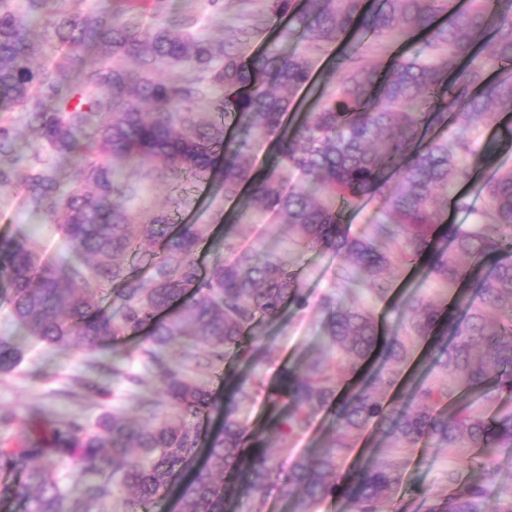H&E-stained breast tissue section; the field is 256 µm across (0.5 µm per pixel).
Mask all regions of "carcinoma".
I'll return each mask as SVG.
<instances>
[{"instance_id":"cac0c4a2","label":"carcinoma","mask_w":512,"mask_h":512,"mask_svg":"<svg viewBox=\"0 0 512 512\" xmlns=\"http://www.w3.org/2000/svg\"><path fill=\"white\" fill-rule=\"evenodd\" d=\"M270 22L288 19L280 40L246 62L226 44L182 27H141L135 0H105L84 9L82 0H0V110L25 113L29 134L74 169L78 187L62 190L56 166L19 167L22 148L14 125L0 117V188L21 183L22 204L59 225L68 254L57 259L28 236L0 240V290L12 318L28 335L60 352L93 350L120 337L146 335L145 365L157 371L164 399L138 398L149 415L137 424L123 413L104 414L92 426L76 419L53 424L43 437L0 450V470L17 474L0 484V499L26 512H89L130 491L126 512H150L176 493L175 512H224L246 497L262 512L263 493L279 487L296 505L336 495L350 512H382L400 474L392 461L338 473L337 458L352 437L374 423L390 448L423 440L459 448V469L480 450L484 475L459 482L436 496L427 512H512V499L490 505V465L512 453V409L491 415L460 403L466 392L512 393V169H499L482 185L476 209L458 187L472 178L500 141L480 142L481 130L512 113V75L490 76L512 66V0H264ZM265 20V21H267ZM265 21L253 31L264 33ZM52 28L54 56L29 63L39 27ZM306 47L341 44L338 71L324 73L322 99L298 124L288 123L295 94L311 85ZM420 39L425 49L393 56L387 73L363 62L369 49ZM95 57L84 61L80 50ZM192 71V80L160 79L157 73ZM270 145L268 163L253 175L255 145ZM162 161L186 183L224 188V198L245 199V210L272 214L289 225L300 245L340 255L342 285L385 292L384 275L425 263V273L448 288L451 305L417 300L399 311L402 331L381 335L375 314L354 302H323L325 341L336 349L342 373L360 374L375 354L378 372L335 400L338 381L321 359L289 374L282 396L288 412L269 429L281 436L306 430L332 408L336 436L331 448L283 468L261 438L244 452L246 429L236 401L249 394L240 383L220 402L199 374L218 373L234 355L249 362L261 345L245 341L257 323L279 321L289 306L307 298L296 274L273 254L260 258L237 250L203 270L196 253L208 226L172 227L167 211L132 223L127 202L140 187L123 182L124 169ZM305 186L286 187L288 173ZM378 198L383 220L370 233H352L347 210ZM466 211L472 223H444L448 208ZM162 243L151 274L127 264L141 242ZM117 286L105 308L99 295ZM437 337V363L448 382L421 381L411 403L393 413L377 395L398 380L413 355V339ZM183 360H166L170 348ZM24 348L0 336V374L14 371ZM71 462L85 478L74 498L62 487V466Z\"/></svg>"}]
</instances>
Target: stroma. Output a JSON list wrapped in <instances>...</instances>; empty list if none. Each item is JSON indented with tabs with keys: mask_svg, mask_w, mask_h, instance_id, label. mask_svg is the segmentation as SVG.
I'll list each match as a JSON object with an SVG mask.
<instances>
[{
	"mask_svg": "<svg viewBox=\"0 0 512 512\" xmlns=\"http://www.w3.org/2000/svg\"><path fill=\"white\" fill-rule=\"evenodd\" d=\"M130 181L141 184L138 198L130 204L134 220L160 210L174 209V219L179 224H206L210 234L199 257L208 262L224 255V227L218 224L220 213L239 215L232 239L237 248L259 253L271 250L296 273L302 291L308 298L305 309L288 308L283 318L272 325H262L255 331V338L265 347L262 357L245 364L239 359L225 361L221 374L209 381L211 388L221 396L231 395L238 383H246L250 397L239 405L238 418L244 423L248 437L265 436L267 444L282 465L295 463L299 458L324 447L334 435L333 416L330 411L318 413L305 431L280 439L266 431L269 417L279 409L276 391L281 387L289 370L301 362L324 357L335 360L333 351L327 350L323 336L325 298L342 295L338 272L344 261L330 251H301L287 225L273 215L241 213L238 201L224 198L222 187L207 184L176 194L165 176L162 163L146 162L129 168ZM22 190L13 185L0 189V239L19 234L40 240L48 254L64 255L66 240L54 225L42 223L39 216L20 207ZM417 299L447 301L445 289L419 272L406 273L396 270L388 278L385 294L365 290L358 301L374 311L382 323L385 334L399 331V307ZM0 336H11L24 350V359L10 375L0 376V413H10L14 422L0 425V447L16 446L25 435L43 432L54 421L75 418L92 425L103 414L119 410L129 417L140 418L136 404L137 394L144 393L161 398L162 383L159 377L145 367L141 358V340H121L117 353L125 371L138 376L140 385L124 380L104 377L102 383L107 396L96 392L74 389V379L93 376L95 362H111L112 352L106 349L59 353L34 339L25 336L13 323L7 303H0ZM402 379L393 386L382 389L381 396L390 407L398 408L408 399L411 384L419 378L440 384L444 378L434 365L430 343L419 339L415 342L413 358L401 368ZM37 404L43 409L40 421L28 419L27 408ZM385 441L376 426H368L355 435L352 451L340 463V473H348L366 464L394 459L401 482L391 502L383 504V512H425L427 497L447 495L448 472L456 465L458 451L454 448H436L421 444L387 455Z\"/></svg>",
	"mask_w": 512,
	"mask_h": 512,
	"instance_id": "obj_1",
	"label": "stroma"
}]
</instances>
